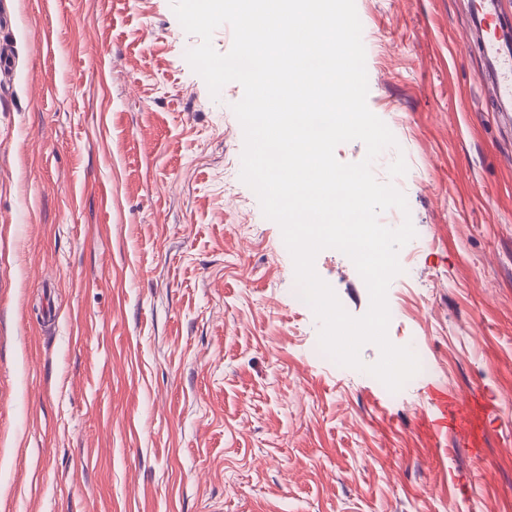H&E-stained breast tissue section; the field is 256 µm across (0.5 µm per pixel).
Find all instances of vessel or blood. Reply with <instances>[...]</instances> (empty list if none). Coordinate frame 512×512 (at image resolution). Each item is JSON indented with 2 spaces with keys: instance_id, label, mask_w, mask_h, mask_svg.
Wrapping results in <instances>:
<instances>
[{
  "instance_id": "b4317fda",
  "label": "vessel or blood",
  "mask_w": 512,
  "mask_h": 512,
  "mask_svg": "<svg viewBox=\"0 0 512 512\" xmlns=\"http://www.w3.org/2000/svg\"><path fill=\"white\" fill-rule=\"evenodd\" d=\"M468 20L477 36L481 80L491 105L512 112V26L504 21L500 0H470Z\"/></svg>"
}]
</instances>
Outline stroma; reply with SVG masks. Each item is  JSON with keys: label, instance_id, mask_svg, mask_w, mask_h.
<instances>
[{"label": "stroma", "instance_id": "35a3bbf8", "mask_svg": "<svg viewBox=\"0 0 512 512\" xmlns=\"http://www.w3.org/2000/svg\"><path fill=\"white\" fill-rule=\"evenodd\" d=\"M173 0H0V512H512V113L467 0H355L407 199L389 392L319 351ZM317 275L352 316L347 256ZM470 426L440 430L445 405Z\"/></svg>", "mask_w": 512, "mask_h": 512}]
</instances>
